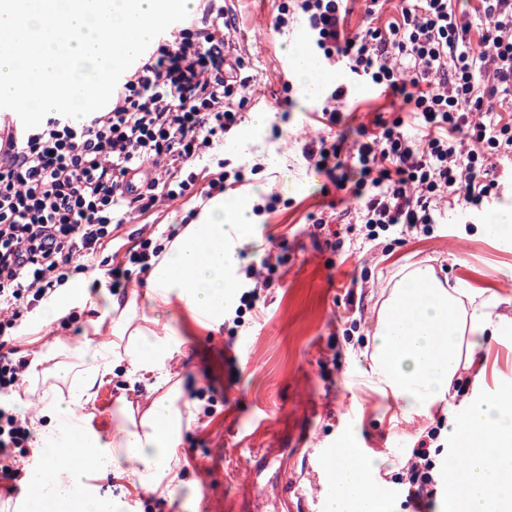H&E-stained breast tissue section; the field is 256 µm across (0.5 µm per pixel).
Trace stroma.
<instances>
[{
    "mask_svg": "<svg viewBox=\"0 0 512 512\" xmlns=\"http://www.w3.org/2000/svg\"><path fill=\"white\" fill-rule=\"evenodd\" d=\"M235 17V42L256 76L249 90L245 119L251 122V140L232 155L216 146L217 157L233 164L264 169L232 192L280 194L278 212L254 217V241L239 253L241 265L257 264L268 254H283L280 285L261 296L265 307L258 320L231 333L193 326L180 303L160 311L179 343L176 371L187 391L206 389L216 400L212 416H198L183 437L185 463L172 494L166 497L134 495L125 480L106 474L94 480L99 512H108L113 500L136 506V512H208L224 505L232 512L246 491V475L256 448L300 447L302 453H324L336 447L348 430H356L362 447L380 453V476L391 484V512H448V498L438 493L431 505L408 503L394 477L405 472L411 450L427 428L462 421L466 402L476 395L495 393L512 382V325H501L488 350L486 378L474 383L470 370H461L445 405L424 414L401 411L372 383L371 336L382 291L401 267L432 264L449 279L467 288H482L512 298V281L501 283L500 272L512 268V247L500 245L482 230L484 213H445L431 235H413L403 242L382 237L365 243L350 233L351 250L341 254L325 244L324 235H312L306 217L327 210L330 200L352 206L351 197L332 179L309 178L300 150L311 136L307 112L319 104L295 88L293 105L282 110L279 76L292 65V48L305 45L301 24L278 32L271 25V0H226ZM324 88L349 84L354 104L343 110L342 128L356 134L387 99L368 85L352 81L339 68L322 67ZM262 124H254L255 115ZM297 184L283 192L281 177ZM89 285L85 304L74 307V319L60 318L44 326L38 314L26 320L18 347L23 356L47 349L55 338L78 345L91 335L93 323L104 319L112 304L124 303L128 289L111 290L103 263H94L81 275ZM355 290L356 308L345 304Z\"/></svg>",
    "mask_w": 512,
    "mask_h": 512,
    "instance_id": "obj_1",
    "label": "stroma"
}]
</instances>
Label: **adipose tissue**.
<instances>
[{"label": "adipose tissue", "mask_w": 512, "mask_h": 512, "mask_svg": "<svg viewBox=\"0 0 512 512\" xmlns=\"http://www.w3.org/2000/svg\"><path fill=\"white\" fill-rule=\"evenodd\" d=\"M254 239L252 201L235 196L206 205L198 222L186 225L147 272L145 294L153 308L179 301L195 324L216 329L237 302L238 252ZM372 336L373 374L397 407L430 412L444 402L460 369L482 379L485 337L497 334L505 316L501 298L485 296L440 278L429 265L402 268L384 289ZM137 294L113 305L107 325H94L93 337L76 352L78 365H55L52 383L34 391L31 380L63 341L34 355L21 382L17 403L30 414L41 440L36 467L55 480L43 512L80 499L83 512H96L86 481L91 473L126 475L134 490L170 493L181 463L183 434L200 412L170 367L178 345L159 320L140 314ZM124 369L146 383L145 406L121 401L108 437L82 429L85 408L99 387ZM451 434L457 448L445 460L462 480L457 512H512V387L471 401L463 422ZM382 459L346 434L327 456L324 512H389Z\"/></svg>", "instance_id": "obj_1"}]
</instances>
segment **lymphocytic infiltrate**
<instances>
[{
	"mask_svg": "<svg viewBox=\"0 0 512 512\" xmlns=\"http://www.w3.org/2000/svg\"><path fill=\"white\" fill-rule=\"evenodd\" d=\"M348 0H274L272 26L299 20L327 66L400 99L393 118L376 116L358 138L330 135L348 87L325 94L310 120L323 135L303 142L310 169L334 175L356 199L363 239L430 233L444 209L481 208L497 194L498 161L512 157V0H365L366 22L350 32ZM222 0L197 11L140 59L107 108L73 120L52 112L19 130L0 152V395L16 387L28 361L13 342L24 317L46 306L70 280L77 260L107 250L129 212L151 216L158 203L191 192L213 199L244 185V167L214 159L240 125L253 82L226 35ZM264 258L244 270L242 292L225 321L241 327L261 292L278 286ZM429 428L401 483L407 502H431L443 471L430 454ZM31 438L25 420L0 403V480L20 474Z\"/></svg>",
	"mask_w": 512,
	"mask_h": 512,
	"instance_id": "lymphocytic-infiltrate-1",
	"label": "lymphocytic infiltrate"
}]
</instances>
